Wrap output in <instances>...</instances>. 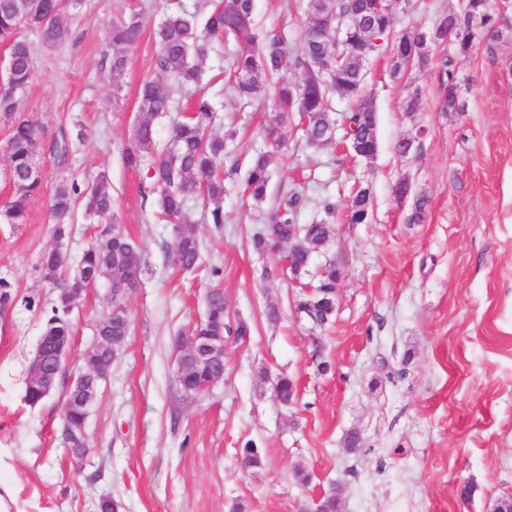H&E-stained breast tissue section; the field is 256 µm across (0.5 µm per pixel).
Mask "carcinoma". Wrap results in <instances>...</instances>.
<instances>
[{
	"label": "carcinoma",
	"mask_w": 512,
	"mask_h": 512,
	"mask_svg": "<svg viewBox=\"0 0 512 512\" xmlns=\"http://www.w3.org/2000/svg\"><path fill=\"white\" fill-rule=\"evenodd\" d=\"M37 6L26 14L14 0H0V43L8 46L12 63L11 77L0 86V117L10 124L11 136L6 144V158L14 192L11 200L0 211V217L9 224H24L28 219L29 202L37 196L42 181L30 178L36 167L35 157L40 149V131L19 112L16 94L26 88L34 76V62L24 32L35 31L44 45L53 47L69 33L73 21L72 9L81 0H36ZM310 25H336L341 19L352 20L350 41L353 60L332 75L321 72L320 59L329 45L309 38L305 29L299 51L288 48L287 37L282 31L259 32L255 21L254 0H215L210 8L197 6L190 11L181 0L171 3L163 18L154 27L157 45V68L167 78L161 82L144 81L138 90L139 119L123 158L127 167L137 170L148 166L152 192L156 194L159 213L171 224L179 225L173 231L168 249L174 254L179 267L192 271L201 262L200 245L193 228L189 201H197L200 217L207 224L220 228L224 224V175L220 166L224 159L225 138L233 137L212 133L210 124L214 106L208 97L195 92L202 79V64L209 57L214 44L232 39L244 44V48L231 57L228 81L236 96L247 103L266 97L267 89L256 80L263 70L278 74L287 68L298 69L300 81L279 80L274 88V104L269 116V133L281 130L288 113L303 107L308 123L300 127L302 140L310 147L332 143L322 131L336 126L332 117V100L336 97L353 100L354 108L342 114L347 137V149L354 154L377 152V115L370 99L362 95L364 72L360 59L368 58L384 50L394 26V15L387 10L385 0H324L309 13ZM146 25L145 17L131 12L109 23L108 43L111 54L107 61L112 76L124 72L128 52L137 44ZM451 31V43L459 56L470 53L476 29L496 30L494 16L488 11L486 0H465L460 10L450 9L441 14L433 26L425 30L408 31L396 38L390 53L391 69L396 66L416 64L425 67L429 55L421 52L422 44L430 41L435 28ZM452 60L446 59L440 70L441 96L439 110L460 112L463 104L459 83ZM194 98L190 110L174 120L168 144L157 146L155 120L173 111L175 96ZM246 190L255 204L263 203L271 184L270 156L266 151L253 154L246 177ZM370 191L364 187L356 190L346 205L345 219L350 224H364L369 219ZM304 205L303 195L298 192L283 194L276 208L264 224L253 234V245L266 249L274 241L290 244L291 261L300 272L308 271L312 254L320 244L334 234L329 219L336 215V203L329 197L317 200L325 219L315 224L299 223ZM83 207L89 217L109 218L112 215L111 183L105 174L81 186L76 182L59 185L51 199V210L60 218L71 214L76 207ZM80 269L70 270L54 251L44 253L41 260L43 278L61 288L50 311L45 313L42 335L52 338L74 335L73 307L69 296L84 294L89 288L88 275L104 274L112 287L125 292L134 289L131 276L143 273L146 261L139 246L112 226L103 231L82 253ZM317 287L325 290V296L336 300V268L326 269ZM330 303L320 304L307 299L297 304V310L314 324L323 325L331 317ZM130 321L113 317L106 312L96 323L91 343L84 351L83 360L107 359L108 352L97 346L100 337L114 339L129 335ZM249 335L244 322L230 325L225 321L224 293L212 288L206 294V311L195 325V336ZM184 373L179 387L182 392L193 393L194 387L210 380H220L219 372L224 364L194 359L178 354ZM85 417L82 405V389L70 384L61 409L64 422L62 433L74 448L86 444L80 426Z\"/></svg>",
	"instance_id": "1"
}]
</instances>
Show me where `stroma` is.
<instances>
[{
  "mask_svg": "<svg viewBox=\"0 0 512 512\" xmlns=\"http://www.w3.org/2000/svg\"><path fill=\"white\" fill-rule=\"evenodd\" d=\"M465 0H410L393 8V33L430 28ZM167 0H82L69 35L46 47L28 33L35 76L19 107L44 130L35 158L42 193L23 224L0 220V277L12 299L0 305V499L15 512H306L335 494L339 512H491L512 497V0H489L500 39L477 33L470 55L454 58L464 111L438 110L440 64L451 49L432 47L426 69L390 75V55L365 64L364 94L377 113L378 149L369 159L340 143L302 144L290 113L281 145L265 131L271 102L242 105L221 93L237 44L218 45L203 65L200 91L214 95L212 130L234 124L224 157V224L196 223L202 262L177 265L166 244L146 170L122 161L138 116L137 94L157 77L151 26ZM142 11L148 26L119 78L106 63L112 18ZM260 30H284L298 46L305 0H255ZM419 93L416 111L402 102ZM410 138L412 150L396 144ZM66 143L67 154L57 150ZM271 156L270 195L254 205L245 191L255 151ZM106 173L114 224L141 248L142 284L124 298L131 323L102 381L86 424L90 452L69 454L60 406L92 337L111 307L107 281L87 289L73 312L74 338L53 393L29 406L25 383L57 291L39 269L54 244L49 200L63 182ZM406 181V196L394 186ZM371 191L370 218L337 223L306 274L284 273L289 250L254 249L251 235L277 195L303 191L301 223L320 212L313 200L344 205L356 186ZM424 219L411 222L417 199ZM340 271L336 311L313 326L296 311L328 264ZM219 275H212V268ZM224 291L230 322L246 340H226L224 377L197 396L176 381L173 336L190 335L204 296ZM278 320H269V308ZM328 371H320V362ZM287 375L293 403L275 399ZM359 445L346 446L349 435ZM259 448L260 467L243 470L239 451ZM306 480L296 477V470Z\"/></svg>",
  "mask_w": 512,
  "mask_h": 512,
  "instance_id": "obj_1",
  "label": "stroma"
}]
</instances>
